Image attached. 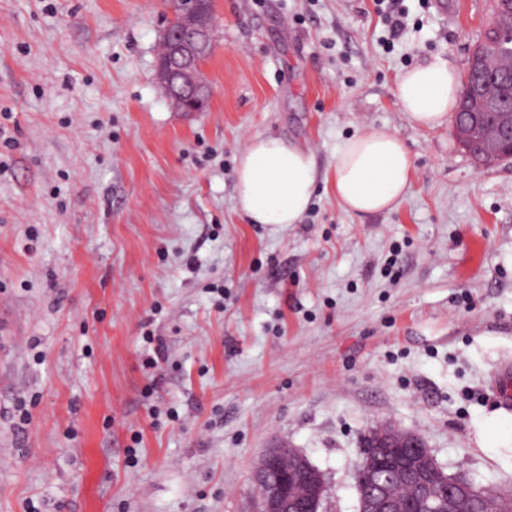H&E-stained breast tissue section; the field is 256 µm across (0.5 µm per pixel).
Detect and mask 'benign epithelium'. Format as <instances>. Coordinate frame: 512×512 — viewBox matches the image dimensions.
Wrapping results in <instances>:
<instances>
[{
	"label": "benign epithelium",
	"instance_id": "1",
	"mask_svg": "<svg viewBox=\"0 0 512 512\" xmlns=\"http://www.w3.org/2000/svg\"><path fill=\"white\" fill-rule=\"evenodd\" d=\"M498 6L491 17L483 37L473 48L471 58L482 54L496 39L499 14L512 11V0H497ZM173 15L178 17V27L165 28V56L158 59L155 78L167 97L185 95V111L201 112L205 108L209 91L201 80L202 59L211 45L212 21L208 0H170ZM467 112L455 113L453 133L457 142L470 150L473 140L482 137L485 148L474 154L476 163L489 165L512 158V114H505L499 127L484 128L482 116L494 107V102L476 88H471ZM296 456L298 451L286 445L270 448L257 464L253 478H261L273 470L281 457ZM409 486L414 491L413 500L419 512H437L431 504L448 503L453 508L456 501L468 500L483 508L494 502L497 512H512V490L478 487L459 476L449 475L437 463L424 439L413 433L396 438L389 433L380 435V442L373 447H363V459L357 473L359 512H404L398 504L399 489ZM327 495L323 476H317L296 495L282 488L280 483L266 486L259 499L258 512H322Z\"/></svg>",
	"mask_w": 512,
	"mask_h": 512
}]
</instances>
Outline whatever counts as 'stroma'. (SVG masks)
Wrapping results in <instances>:
<instances>
[{
  "mask_svg": "<svg viewBox=\"0 0 512 512\" xmlns=\"http://www.w3.org/2000/svg\"><path fill=\"white\" fill-rule=\"evenodd\" d=\"M403 4L389 49L374 0H213L189 113L154 76L169 0H0V512H251L281 443L358 512L362 439L389 426L512 487L484 450L512 420V160L475 165L396 98L434 58L466 73L492 0ZM369 125L415 173L366 217L330 177ZM256 136L316 157L299 223L236 205Z\"/></svg>",
  "mask_w": 512,
  "mask_h": 512,
  "instance_id": "1",
  "label": "stroma"
}]
</instances>
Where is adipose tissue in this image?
<instances>
[{
  "label": "adipose tissue",
  "mask_w": 512,
  "mask_h": 512,
  "mask_svg": "<svg viewBox=\"0 0 512 512\" xmlns=\"http://www.w3.org/2000/svg\"><path fill=\"white\" fill-rule=\"evenodd\" d=\"M460 79L442 59L406 70L396 98L417 127L443 126L459 100ZM414 160L403 141L384 127H369L339 148L331 183L337 201L358 215L391 210L405 195ZM318 181L313 152L275 136H257L241 152L237 205L252 224H296Z\"/></svg>",
  "instance_id": "1"
}]
</instances>
